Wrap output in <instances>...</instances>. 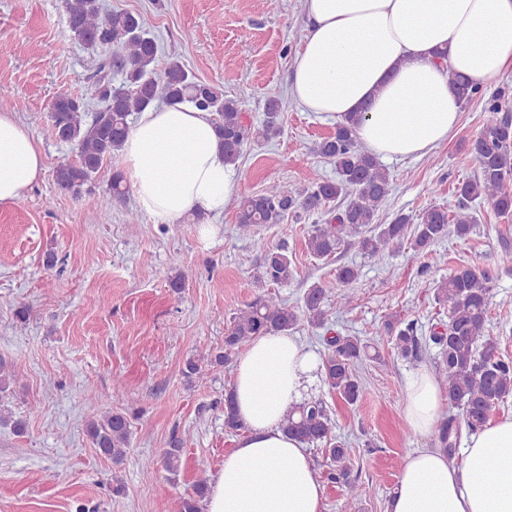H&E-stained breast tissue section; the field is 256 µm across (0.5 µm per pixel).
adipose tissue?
<instances>
[{
	"label": "adipose tissue",
	"mask_w": 512,
	"mask_h": 512,
	"mask_svg": "<svg viewBox=\"0 0 512 512\" xmlns=\"http://www.w3.org/2000/svg\"><path fill=\"white\" fill-rule=\"evenodd\" d=\"M304 9L292 96L317 114L364 111L359 140L383 158L421 157L454 136L461 105L451 73L486 85L512 71V0H305ZM119 164L138 206L163 224L222 213L236 193L212 115L189 104L140 112ZM43 171L30 130L0 113V203L21 198ZM320 368L289 332L256 337L239 355L232 393L244 432L211 479L204 512H322L310 454L280 428ZM445 402L438 377L422 369L406 381L402 416L428 437ZM385 512H512V415L465 435L461 459L438 446L410 451Z\"/></svg>",
	"instance_id": "adipose-tissue-1"
}]
</instances>
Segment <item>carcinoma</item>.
I'll list each match as a JSON object with an SVG mask.
<instances>
[{
    "label": "carcinoma",
    "mask_w": 512,
    "mask_h": 512,
    "mask_svg": "<svg viewBox=\"0 0 512 512\" xmlns=\"http://www.w3.org/2000/svg\"><path fill=\"white\" fill-rule=\"evenodd\" d=\"M64 9L74 38L91 47L99 46L105 53L96 78L83 93L59 94L49 107L53 136L71 146L77 155L76 161L57 165L55 183L86 207L97 209L100 201L85 195L84 186L105 160L121 150L133 114L158 100L187 102L212 113L215 131L224 144L225 160L230 164L239 162L252 137L269 140L279 134V100L267 101L262 121L255 127L247 121L239 100L195 79L179 61L169 62L163 73H157V43L140 16L108 12L102 0H64ZM449 84L463 104L480 93V87L462 74H451ZM362 119L360 112L342 118L334 132L317 145V152L334 163L335 179L314 182L301 191L272 182L260 193L243 197L237 215L239 234L251 236L256 227L279 224L290 215L319 213L323 222L314 225L306 240L310 255L329 259L341 248L354 246L363 255L381 257L407 240L414 249L424 251L450 232L461 239L469 236L476 224L470 203L476 200H486L499 215L512 217V114L503 111L501 100L485 103L482 130L460 157V164L475 165L477 174L456 187L457 210L450 213L433 206L416 216L400 213L389 224L377 223L379 213L388 206L389 174L358 139L357 126ZM111 190L116 201L126 199L129 188L122 172L112 173ZM254 246L263 254L258 281L268 286L283 285L293 278L294 266L284 248L261 238L254 240ZM493 297L491 277L471 266L455 268L435 287V300L446 308L448 321L431 327L425 343L439 348L448 401L459 410V417L444 420L438 430L439 443L449 452L461 426L471 432L481 429L491 419L492 409L512 398V359L502 356L498 343L485 335ZM352 299L350 294L333 297L320 284L310 286L297 305L268 293L233 317L224 333V348L187 360L183 373L189 378L202 376L203 365L227 363L231 355L243 351L260 334L288 332L302 321L321 327L331 302L340 308ZM384 331L394 337L401 356H418L422 342L416 323L409 321L398 328L386 322ZM327 342L329 352L322 361L324 383L347 404L354 405L364 394L355 364L368 356L369 346L357 336H332ZM17 376L16 365L0 361V425L21 434L24 421L14 417L3 401V394ZM130 427L126 413L107 410L88 422L86 432L99 454L120 465L128 454ZM224 427L230 433L243 428L229 393L224 398ZM282 427L287 435L308 446L324 445L329 478L345 488L348 498L359 496L360 486L349 467L353 450L336 440L334 422L322 402L308 400L293 407ZM185 443L183 438L175 439L162 451L159 461L144 462L143 476L153 479L159 466L177 475ZM207 491V480H197L193 492L181 499L180 512H200Z\"/></svg>",
    "instance_id": "cac0c4a2"
}]
</instances>
